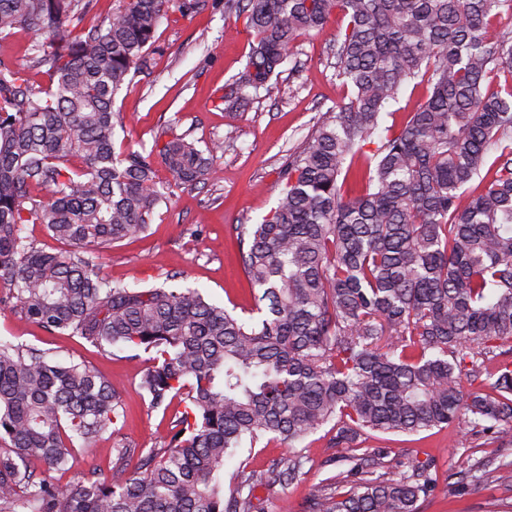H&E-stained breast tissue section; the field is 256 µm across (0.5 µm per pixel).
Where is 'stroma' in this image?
Returning <instances> with one entry per match:
<instances>
[{
    "mask_svg": "<svg viewBox=\"0 0 512 512\" xmlns=\"http://www.w3.org/2000/svg\"><path fill=\"white\" fill-rule=\"evenodd\" d=\"M337 30L332 23L300 37L288 56L300 68L280 74V93L253 100L232 116L224 111V88L248 61L251 39L243 19L225 14L224 0H213L212 8L193 17L169 11L150 50L151 75L135 76L116 100L124 128L116 133L115 148L149 150L170 133L202 145L219 142L224 150L215 161L218 181L194 190L172 188L145 234L103 253V275L131 288L158 286L174 275L180 284L199 288L210 302L242 316L251 311L255 292L243 272L238 228L261 223L275 207L278 172L289 150L301 146L326 110L346 97L330 65ZM200 220L206 226L203 235H192L191 227ZM0 338L52 351L110 379L126 411L121 436L128 447L146 451L168 434L169 418L150 408L140 388L151 365L148 353L122 345L102 350L78 337L53 336L11 311L0 313ZM328 440L322 430L304 442L309 461L301 481L258 490L265 512H281L286 503L300 507L324 479L343 470V463L329 464ZM111 446V439L103 438L92 448H76L69 470L57 474L58 484H76L94 469L110 473ZM363 450L386 452L389 463L406 470L434 458L437 485L421 512H512L508 487L472 481L461 493L449 492V475L474 460L496 453L512 459V447L480 443L465 425L412 436L378 434Z\"/></svg>",
    "mask_w": 512,
    "mask_h": 512,
    "instance_id": "obj_1",
    "label": "stroma"
}]
</instances>
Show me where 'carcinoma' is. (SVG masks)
<instances>
[{
  "mask_svg": "<svg viewBox=\"0 0 512 512\" xmlns=\"http://www.w3.org/2000/svg\"><path fill=\"white\" fill-rule=\"evenodd\" d=\"M173 6L194 16L209 0H113L89 24L94 0H0V38L35 37L26 66L0 58V311L152 354L140 382L151 408L184 404L129 473L112 381L0 339V512H264L255 488L301 480L299 445L328 424L351 467L301 512H420L432 461L391 471L384 452L358 453L373 433L463 422L512 443V37H487L512 0H224L252 37L224 110L239 111L250 89L279 93L294 42L336 18V78L351 90L288 155L269 216L240 227L261 291L247 319L197 288L99 274L103 251L147 232L167 202L156 162L179 187L215 179V143L174 135L148 152L115 149L116 95L150 70ZM415 79L425 100L399 132L379 133ZM358 177L368 187L353 197ZM28 224L69 249L37 246ZM104 436L110 475L55 483L75 442ZM266 436L286 452L263 470L238 467L224 495L226 462ZM472 470L512 486V460Z\"/></svg>",
  "mask_w": 512,
  "mask_h": 512,
  "instance_id": "1",
  "label": "carcinoma"
}]
</instances>
